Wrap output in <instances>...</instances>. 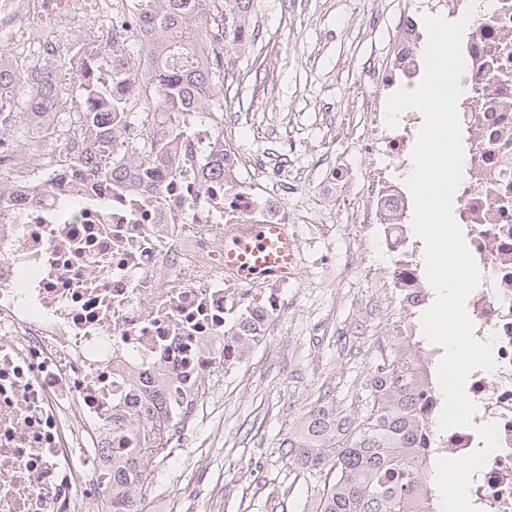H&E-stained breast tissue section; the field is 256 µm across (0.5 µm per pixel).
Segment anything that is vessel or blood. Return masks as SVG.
I'll use <instances>...</instances> for the list:
<instances>
[{"mask_svg":"<svg viewBox=\"0 0 512 512\" xmlns=\"http://www.w3.org/2000/svg\"><path fill=\"white\" fill-rule=\"evenodd\" d=\"M224 268L244 284L266 280L281 284L294 279L296 241L288 225L250 224L224 249Z\"/></svg>","mask_w":512,"mask_h":512,"instance_id":"1","label":"vessel or blood"}]
</instances>
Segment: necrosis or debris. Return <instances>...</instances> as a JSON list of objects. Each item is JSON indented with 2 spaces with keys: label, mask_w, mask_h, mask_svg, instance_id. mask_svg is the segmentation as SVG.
<instances>
[{
  "label": "necrosis or debris",
  "mask_w": 512,
  "mask_h": 512,
  "mask_svg": "<svg viewBox=\"0 0 512 512\" xmlns=\"http://www.w3.org/2000/svg\"><path fill=\"white\" fill-rule=\"evenodd\" d=\"M467 18L458 101L464 151L453 216L481 280L466 301L477 339L492 340L494 371L470 373L473 427L439 431L443 394L434 379L440 347L417 334L432 298L403 181L420 128L408 109L396 127L386 101L424 75L423 15ZM357 155L383 157L353 194V224L366 279L364 303L376 348L394 349L426 389L423 464L459 458L498 427L500 447L477 471V512H512V0H409L390 28L386 54L362 84ZM177 169L139 167L159 197L95 189L77 216L59 208L67 184L46 143H0V195L23 185L29 203L0 210V512H93L113 458L136 447V419L150 392L174 394L183 424L196 417L220 368L242 361L225 326L248 313L269 327L281 289L246 288L224 269V246L245 224H294L279 193L238 178L202 180L214 139L187 119Z\"/></svg>",
  "instance_id": "obj_1"
}]
</instances>
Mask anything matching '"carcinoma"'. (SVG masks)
I'll use <instances>...</instances> for the list:
<instances>
[{
	"label": "carcinoma",
	"instance_id": "cac0c4a2",
	"mask_svg": "<svg viewBox=\"0 0 512 512\" xmlns=\"http://www.w3.org/2000/svg\"><path fill=\"white\" fill-rule=\"evenodd\" d=\"M254 0H129L126 23L138 24L125 38L112 35V43L96 52H71L58 45L29 85L23 106L54 119L62 100V70L74 71L79 80L83 109L76 113L86 146L70 153L68 164L85 178L99 183L103 198L119 186L137 188L134 173L115 163L124 149L122 131L142 118L139 99L122 97L119 90L136 86L151 93L155 105L167 114V124L154 131L152 147L136 154L134 162L172 165L182 152L191 113L206 108L222 110L224 60L208 57L200 44H229L238 29L247 26ZM145 49L143 61L131 64L129 48ZM12 75L0 69V128L13 118L7 90ZM234 164L224 154V129L216 130L211 154L203 162L207 176H220ZM60 206L69 213L85 203L76 192L60 194ZM229 336H259L248 316H239L227 329ZM361 414L336 408L329 394L319 397L302 418L299 431L284 439L289 461L317 477L313 485L317 512H419L429 499L415 457L425 422L421 403L409 373L391 354L367 380ZM165 399L149 397L143 409V435L139 451L112 464V483L105 486L112 512H142L137 495L129 492L138 475L150 480L148 463L165 453L177 434L174 427L152 422Z\"/></svg>",
	"mask_w": 512,
	"mask_h": 512
}]
</instances>
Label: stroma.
I'll return each mask as SVG.
<instances>
[{
	"mask_svg": "<svg viewBox=\"0 0 512 512\" xmlns=\"http://www.w3.org/2000/svg\"><path fill=\"white\" fill-rule=\"evenodd\" d=\"M398 2L259 0L256 43L227 47L236 69L224 79V110L234 116L241 156L274 172L289 210L308 221L296 227L288 307L242 366L217 372L182 443L153 459L142 512H316L311 486L289 473L281 442L322 393L338 408L361 410L379 357L352 330L372 290L346 222L348 200L331 189L330 175L348 164L358 181L377 161L357 156L337 131L356 110L362 71L380 60L384 35L367 21ZM263 171L240 174L258 181Z\"/></svg>",
	"mask_w": 512,
	"mask_h": 512,
	"instance_id": "35a3bbf8",
	"label": "stroma"
}]
</instances>
